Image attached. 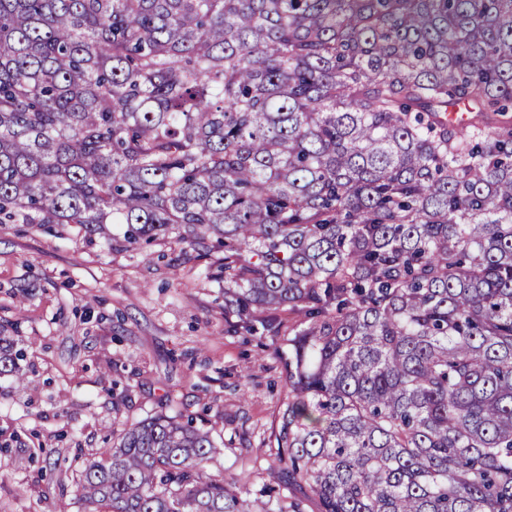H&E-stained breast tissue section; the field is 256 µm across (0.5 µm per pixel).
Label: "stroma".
<instances>
[{
  "label": "stroma",
  "mask_w": 512,
  "mask_h": 512,
  "mask_svg": "<svg viewBox=\"0 0 512 512\" xmlns=\"http://www.w3.org/2000/svg\"><path fill=\"white\" fill-rule=\"evenodd\" d=\"M208 264L168 243L129 252L73 227L0 224V336L28 365L27 390L0 376V428L19 436L0 453V512H45L60 469L160 410L214 421L206 474L247 476L248 493L275 482L286 341L227 331ZM37 440L51 453L33 462Z\"/></svg>",
  "instance_id": "stroma-1"
}]
</instances>
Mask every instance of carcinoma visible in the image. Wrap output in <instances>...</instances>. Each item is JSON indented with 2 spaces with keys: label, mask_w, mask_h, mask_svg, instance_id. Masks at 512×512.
<instances>
[{
  "label": "carcinoma",
  "mask_w": 512,
  "mask_h": 512,
  "mask_svg": "<svg viewBox=\"0 0 512 512\" xmlns=\"http://www.w3.org/2000/svg\"><path fill=\"white\" fill-rule=\"evenodd\" d=\"M0 224L215 254L234 330L292 321L276 484L160 411L49 512H512V0H0Z\"/></svg>",
  "instance_id": "obj_1"
}]
</instances>
